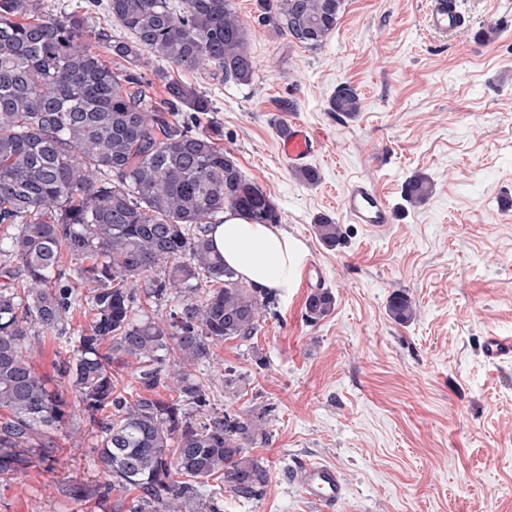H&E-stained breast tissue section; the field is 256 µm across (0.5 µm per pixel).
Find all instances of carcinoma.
Here are the masks:
<instances>
[{"mask_svg": "<svg viewBox=\"0 0 512 512\" xmlns=\"http://www.w3.org/2000/svg\"><path fill=\"white\" fill-rule=\"evenodd\" d=\"M185 4L178 13L170 0H89L84 12L49 14L41 0H0V257L8 260L0 266V473L59 448L69 403L36 372L28 331L36 323L61 335L80 307L89 328L59 372L100 434L107 490L145 493L131 512H223L222 492L251 499L269 481L251 454L268 438L262 416L212 411L199 426L190 418L209 405L210 390L193 369L217 343L255 335L274 303L272 292L242 284L208 233L226 211L257 224L279 215L220 144L224 128L200 126L211 101L168 71L213 67L226 82L250 84L246 27L232 0ZM342 4L258 0V9L290 41L318 49ZM100 6L125 37L90 25L88 12ZM150 59L168 67L148 79ZM156 83L166 97H156ZM329 105L361 111L349 86ZM428 191L416 178L404 195L417 204ZM315 230L326 247L341 244L331 217ZM65 254L75 261L69 272ZM137 282L147 298L174 301L166 318L138 314L129 287ZM334 306L332 292L316 288L305 315L317 323ZM388 313L406 324L415 304L396 291ZM131 358L142 389L133 401L112 384V361ZM167 379L176 392L169 401L153 393ZM211 480L222 486L202 492Z\"/></svg>", "mask_w": 512, "mask_h": 512, "instance_id": "carcinoma-1", "label": "carcinoma"}]
</instances>
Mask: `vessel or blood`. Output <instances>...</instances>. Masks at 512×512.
Listing matches in <instances>:
<instances>
[{"instance_id": "b4317fda", "label": "vessel or blood", "mask_w": 512, "mask_h": 512, "mask_svg": "<svg viewBox=\"0 0 512 512\" xmlns=\"http://www.w3.org/2000/svg\"><path fill=\"white\" fill-rule=\"evenodd\" d=\"M425 21L429 29L451 34L463 24V16L448 0H427ZM281 156L291 165L307 164L319 148V141L301 122L292 121L278 141ZM342 212L348 223L366 225L369 230L385 229L393 222V212L383 193L371 182L358 180L346 188ZM484 355L493 362L512 358V337L492 336ZM293 482L319 512H334L346 497L347 486L336 466L320 461H303L290 471Z\"/></svg>"}]
</instances>
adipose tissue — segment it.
<instances>
[{"label":"adipose tissue","instance_id":"ef3b65f1","mask_svg":"<svg viewBox=\"0 0 512 512\" xmlns=\"http://www.w3.org/2000/svg\"><path fill=\"white\" fill-rule=\"evenodd\" d=\"M209 236L225 263L247 283L281 292L295 287L305 246L277 226L254 224L228 212Z\"/></svg>","mask_w":512,"mask_h":512}]
</instances>
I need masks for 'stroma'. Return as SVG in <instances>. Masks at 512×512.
I'll return each mask as SVG.
<instances>
[{"mask_svg":"<svg viewBox=\"0 0 512 512\" xmlns=\"http://www.w3.org/2000/svg\"><path fill=\"white\" fill-rule=\"evenodd\" d=\"M232 3L252 83L211 68L176 77L211 101L225 150L322 268L335 307L309 323V290L297 283L276 294L250 340L217 343L202 366L211 409L264 414L269 433L253 450L267 486L250 500L225 494L224 512H316L285 479L300 459L341 471L339 512H512V360L483 356L488 337L512 336V0H457L465 22L449 37L425 28V0H344L316 50L265 22L257 0ZM344 86L362 100L356 116L329 109ZM290 117L320 139L317 183L278 152ZM418 174L430 193L413 205L404 189ZM359 179L395 213L382 231L341 213ZM321 215L341 225L343 245L319 241ZM397 291L416 305L406 324L388 313ZM29 334L36 371L61 385L66 345L37 324ZM72 423L77 435L51 459L32 454L0 475V512H102L72 495L105 484L99 436L82 413Z\"/></svg>","mask_w":512,"mask_h":512,"instance_id":"obj_1","label":"stroma"}]
</instances>
